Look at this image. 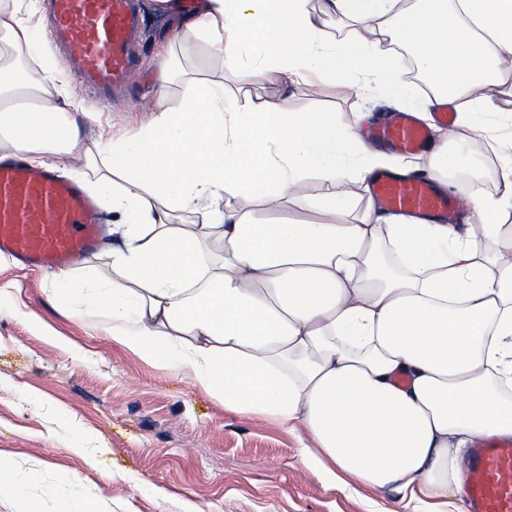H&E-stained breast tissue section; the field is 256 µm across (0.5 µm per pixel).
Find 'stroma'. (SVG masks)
<instances>
[{
  "instance_id": "stroma-1",
  "label": "stroma",
  "mask_w": 512,
  "mask_h": 512,
  "mask_svg": "<svg viewBox=\"0 0 512 512\" xmlns=\"http://www.w3.org/2000/svg\"><path fill=\"white\" fill-rule=\"evenodd\" d=\"M142 12L140 72L111 103L83 98L85 111L101 118L100 125L82 126L85 137L140 126L152 118L158 92L176 105L189 79L224 71L220 56L178 37L182 13L160 10L155 0H142ZM163 30L176 40L161 43ZM165 59L176 74L162 89L157 74ZM242 92L271 97L286 112L329 110L356 128L390 111L381 96L315 83H263ZM462 157L449 196L465 201L476 177L497 193L499 161L486 134H474ZM52 283V271L0 255V377L12 382L0 389V458L20 464L40 512H62L65 503L91 498L111 500L112 512H180L184 499L199 512H380L395 501L390 491L332 486L302 462L303 448L313 444L304 428L240 415L191 375L149 365L104 328L92 327L84 308L53 301ZM31 313L40 327L27 322ZM45 327L67 337L68 346L44 339ZM31 389L41 394L40 405L28 401ZM61 407L96 435L103 449L97 467L70 452V434L57 416ZM63 470L71 483L59 482ZM158 487L165 497L155 495Z\"/></svg>"
}]
</instances>
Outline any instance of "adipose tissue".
<instances>
[{
	"label": "adipose tissue",
	"mask_w": 512,
	"mask_h": 512,
	"mask_svg": "<svg viewBox=\"0 0 512 512\" xmlns=\"http://www.w3.org/2000/svg\"><path fill=\"white\" fill-rule=\"evenodd\" d=\"M308 3L203 0L181 33L219 52L227 78L191 80L179 105L86 142L38 0H0V151L40 164L82 148L88 188L110 205L104 265L56 274L55 299L101 312L113 341L189 372L226 408L303 427V463L332 483L393 488L390 512H451L468 445L512 438V157L499 194L471 184L463 232L333 191L304 202L323 221L258 224L233 200L279 203L312 177L365 185L381 155L334 113H288L234 86L313 76L388 94L422 120L447 101L462 144L489 131L496 97L512 98V0ZM330 17L352 37L328 35ZM396 45L432 94L403 78Z\"/></svg>",
	"instance_id": "ef3b65f1"
}]
</instances>
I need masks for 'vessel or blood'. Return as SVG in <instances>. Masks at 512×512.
<instances>
[{"label": "vessel or blood", "mask_w": 512, "mask_h": 512, "mask_svg": "<svg viewBox=\"0 0 512 512\" xmlns=\"http://www.w3.org/2000/svg\"><path fill=\"white\" fill-rule=\"evenodd\" d=\"M50 36L78 88L97 102L122 93L138 70L133 44L141 20L135 0H51ZM369 137L413 155L430 133L401 112L371 127ZM372 190L389 211L454 222L456 200L424 176L376 175ZM99 226L94 201L51 167L0 161V253L32 265L69 266L92 251ZM468 512H512V438L477 442L463 473Z\"/></svg>", "instance_id": "obj_1"}]
</instances>
